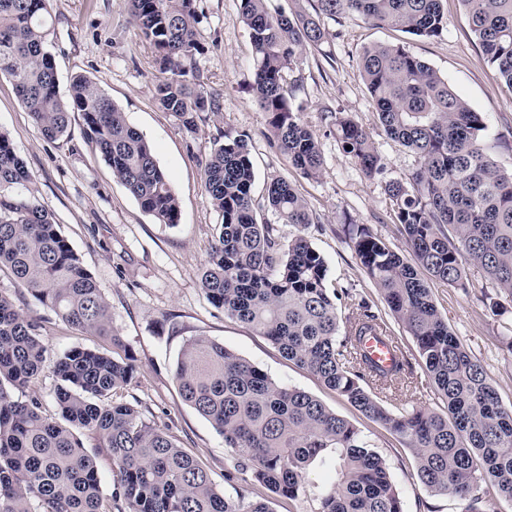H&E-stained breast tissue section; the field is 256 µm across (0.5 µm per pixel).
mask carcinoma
Here are the masks:
<instances>
[{"label":"carcinoma","mask_w":512,"mask_h":512,"mask_svg":"<svg viewBox=\"0 0 512 512\" xmlns=\"http://www.w3.org/2000/svg\"><path fill=\"white\" fill-rule=\"evenodd\" d=\"M196 2L130 0L132 19L166 74L155 87L158 103L190 132L200 114L221 115L220 94L196 90ZM268 2L240 0L254 50L256 98L269 115L271 143L308 177L318 174L321 152L290 102L285 75L302 63L306 47L324 39L323 19L355 13L426 38L448 27L443 0H317L314 17ZM461 2L495 75L512 88V0ZM47 15V0H0V76L12 81L48 140L63 137L70 114L82 113L87 136L142 210L161 223H179L168 177L124 112L83 75L71 79L67 98L59 95L46 48ZM359 69L385 135L415 153L419 167L386 185L408 254L364 226L352 234L351 248L391 316L412 336L443 409L415 401L418 386L406 359L381 369L360 351L370 335L399 342L373 300L352 287L329 288L325 260L304 235L283 241L272 223L258 222L244 134L215 141L204 165L205 191L220 223L201 286L225 316L403 439L428 490L458 500L462 512H490L483 485L512 502V409L448 327L430 282L464 288L471 265L512 299V171L487 154L480 113L405 46H369ZM334 126L344 153L365 175L384 171L363 125L339 115ZM30 183L0 132V268L61 321L108 346H74L56 358L53 417L41 396L15 397L44 369V326L0 294V512H273L247 488L234 500L224 498L205 464L123 397L135 382L133 356L112 330L107 299L49 210L19 194ZM261 207L280 224L301 229L312 221L304 199L283 179L267 184ZM340 300L347 310L342 317ZM175 377L183 400L224 437L227 483L245 474L295 501L311 492V466L329 455L335 476L314 494L317 512H404L369 437L309 393L276 383L206 336L187 341ZM374 388L409 396L387 405ZM82 432L110 454L115 481L108 498L78 438Z\"/></svg>","instance_id":"1"}]
</instances>
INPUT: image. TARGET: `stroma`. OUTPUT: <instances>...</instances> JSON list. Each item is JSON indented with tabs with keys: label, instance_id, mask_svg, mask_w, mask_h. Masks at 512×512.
Wrapping results in <instances>:
<instances>
[{
	"label": "stroma",
	"instance_id": "1",
	"mask_svg": "<svg viewBox=\"0 0 512 512\" xmlns=\"http://www.w3.org/2000/svg\"><path fill=\"white\" fill-rule=\"evenodd\" d=\"M448 29L420 38L392 27L373 25L356 15L326 20L323 42L309 48L290 72L292 103L318 138L322 164L306 177L271 145L268 116L254 94V61L249 30L239 0H197V39L193 63L198 89L217 93L220 119L202 116L187 131L155 98L161 77L155 52L139 37L129 0H48L47 48L57 66L60 93L73 76L90 77L124 112L127 123L151 145L159 166L178 198L177 225L159 223L116 179L85 133L81 113L71 115L68 131L46 140L33 123L8 79L0 78V131L8 134L31 176L35 197L52 213L61 233L93 276L112 307V327L133 354L136 384L126 392L145 416L173 436L177 444L206 464L218 491L236 498L238 487L224 481V439L179 393L175 369L188 339L206 336L255 364L276 383L319 399L337 415L369 435L387 462L402 496L404 512H460L457 501L428 492L417 478L409 448L384 427L366 418L316 376L288 361L265 338L225 316L201 289L204 267L219 222L203 183V166L214 141L247 135L255 171L254 197L268 181L287 180L307 203L314 221L304 230L281 224L288 239L303 233L323 256L329 281L353 286L370 299L379 293L349 245L358 226L368 227L399 252L404 238L395 226L396 205L386 184L408 177L418 158L388 139L378 126L373 103L357 61L372 43L403 44L430 64L487 126L485 142L494 161L512 168V88L495 76L476 42L461 0H444ZM351 115L371 134L386 160L372 178L344 154L336 140L338 113ZM468 288L433 284L438 308L469 354L493 380L504 407H512V354L500 338L512 324V302L503 315L486 309L483 299L496 288L482 272L466 270ZM0 293L40 320L50 355L73 346L96 347L100 341L60 322L10 274L0 271Z\"/></svg>",
	"mask_w": 512,
	"mask_h": 512
}]
</instances>
